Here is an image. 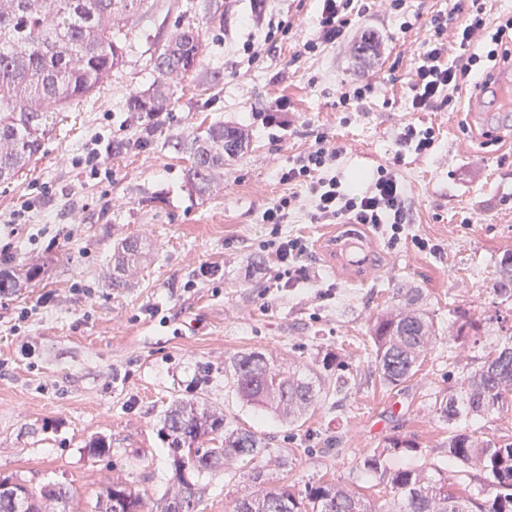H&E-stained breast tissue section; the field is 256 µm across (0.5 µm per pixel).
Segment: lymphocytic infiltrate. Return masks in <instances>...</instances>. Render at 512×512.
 <instances>
[{"label":"lymphocytic infiltrate","mask_w":512,"mask_h":512,"mask_svg":"<svg viewBox=\"0 0 512 512\" xmlns=\"http://www.w3.org/2000/svg\"><path fill=\"white\" fill-rule=\"evenodd\" d=\"M354 0H317V24L303 53L347 37L353 25ZM431 40L418 52L407 81L412 111L457 107L460 89L478 87L494 64L512 59V16L490 21L481 0H455L448 12L432 16ZM458 51L449 61V47ZM343 150L326 134L313 149L295 158L283 171V182L304 186L315 203L313 219L322 224L390 225L400 232L410 221L406 187L394 166L378 167L364 188L345 185L330 170Z\"/></svg>","instance_id":"obj_1"}]
</instances>
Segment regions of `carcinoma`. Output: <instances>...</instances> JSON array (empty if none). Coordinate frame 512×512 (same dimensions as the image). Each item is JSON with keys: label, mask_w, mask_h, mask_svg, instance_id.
<instances>
[{"label": "carcinoma", "mask_w": 512, "mask_h": 512, "mask_svg": "<svg viewBox=\"0 0 512 512\" xmlns=\"http://www.w3.org/2000/svg\"><path fill=\"white\" fill-rule=\"evenodd\" d=\"M145 0H0V184L8 183L39 155L61 113L92 95L122 62L121 33L115 28L126 13ZM199 32L186 27L159 49L155 77L148 89L129 95L125 108L139 123L138 145L155 137L158 116L167 109L170 82L201 63ZM168 146L188 155V185L210 193L224 176V164L248 145L245 130L216 121L190 140L170 136ZM150 252L148 244L125 238L113 247L112 270L103 286L120 292ZM42 266L29 261L0 270V294H11L37 279ZM500 304H512V252L502 256L493 283ZM419 290L399 294V303L379 313L370 328L375 371L397 387L415 372L436 339L434 318L419 306ZM456 337L481 340L482 322L462 313ZM236 394L295 425L323 400L325 388L312 367L286 374L271 357L242 353L224 364ZM512 404V325L485 351L460 386L435 397L433 411L450 424L448 466L476 467L480 489L463 493L445 469L387 467L384 452L363 458L371 475L387 479L390 498L382 503L332 482L308 481L304 488L268 487L261 473L264 439L203 402L174 399L161 417V435L171 456V491L159 512H198L202 488L195 473H212L245 460L252 464L253 488L234 500L232 512H512V435L479 439L464 426L487 419ZM70 489L53 485L16 503L11 491L0 493V512H67ZM143 494L131 485L110 482L97 496L93 512H143Z\"/></svg>", "instance_id": "carcinoma-1"}]
</instances>
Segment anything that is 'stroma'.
I'll return each instance as SVG.
<instances>
[{"instance_id":"obj_1","label":"stroma","mask_w":512,"mask_h":512,"mask_svg":"<svg viewBox=\"0 0 512 512\" xmlns=\"http://www.w3.org/2000/svg\"><path fill=\"white\" fill-rule=\"evenodd\" d=\"M449 8L448 0H409L403 13L373 8L345 42L299 59L297 44L316 28L314 0H149L123 22L121 65L72 105L29 170L0 184V267L34 259L43 270L35 287L0 294V480L35 492L63 484L73 512H90L111 478L158 502L170 477L159 418L176 397L221 408L264 437L275 460L264 472L271 486L321 480L385 499V482L359 463L395 436L417 448L388 452V467L444 466L448 426L432 402L496 341L493 278L512 252V139L483 145L465 131L462 110L415 112L406 97L429 19ZM278 21L291 31L266 43ZM185 26L199 31L202 62L172 82L159 138L138 147L125 100L148 88L157 47ZM365 31L380 48L364 61L354 45ZM369 75L383 81L381 92L345 110L341 93ZM281 99L291 120L284 128L268 120ZM218 120L247 129L249 144L225 167L220 188L199 196L185 183L187 156L164 137ZM403 122L433 127L431 155L399 156L394 131ZM320 133L344 149L342 179L394 162L411 201L401 234L361 227L376 259L361 273L332 261L307 191L280 179ZM115 141L129 148L108 154L111 182L88 178L78 159ZM42 183L53 185L52 196H39ZM291 193L300 202L284 223H264L265 209ZM27 201L34 207L24 223L10 227ZM277 235L305 239L301 274L285 275L264 250ZM129 236L153 250L132 287L116 294L102 281L114 244ZM203 264L220 274L198 278ZM400 288L420 289L439 335L414 375L392 387L374 371L370 327ZM461 312L482 321L480 344L451 340ZM254 350L282 370L336 353L349 386L337 391V371H324L326 398L302 426L282 423L239 399L224 376L225 360ZM96 437L110 443L109 454L88 452ZM250 471L242 463L200 476L199 512H230Z\"/></svg>"}]
</instances>
